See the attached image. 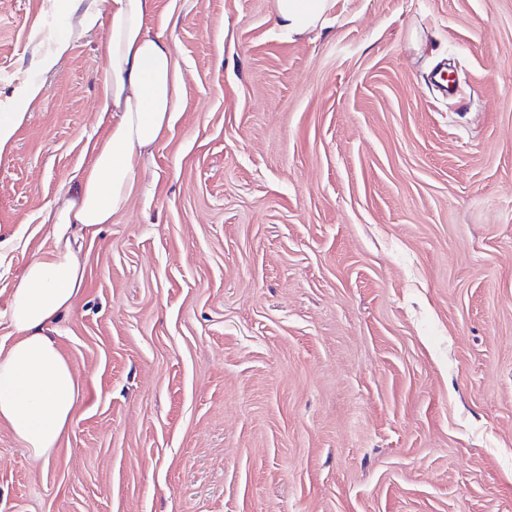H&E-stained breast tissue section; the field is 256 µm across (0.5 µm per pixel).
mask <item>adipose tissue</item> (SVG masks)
Wrapping results in <instances>:
<instances>
[{
    "mask_svg": "<svg viewBox=\"0 0 512 512\" xmlns=\"http://www.w3.org/2000/svg\"><path fill=\"white\" fill-rule=\"evenodd\" d=\"M337 0H274L276 27L295 39L323 28ZM154 0H91L81 31L108 24L106 63L99 74V120L104 138L88 141L87 165L71 187L47 206L52 246L24 267L9 302L14 338L0 346V424L31 456L48 460L73 418L80 381L53 337L84 282L76 244L84 233L111 223L137 185L147 156L171 131L182 101L184 74L171 45L151 33Z\"/></svg>",
    "mask_w": 512,
    "mask_h": 512,
    "instance_id": "adipose-tissue-1",
    "label": "adipose tissue"
}]
</instances>
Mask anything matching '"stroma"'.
<instances>
[{"label": "stroma", "instance_id": "stroma-1", "mask_svg": "<svg viewBox=\"0 0 512 512\" xmlns=\"http://www.w3.org/2000/svg\"><path fill=\"white\" fill-rule=\"evenodd\" d=\"M78 22L0 0V113L25 115L0 346L40 213L105 133L106 29ZM146 24L183 101L82 242L69 429L36 461L0 425V512H512V0H339L293 41L273 0H155Z\"/></svg>", "mask_w": 512, "mask_h": 512}]
</instances>
